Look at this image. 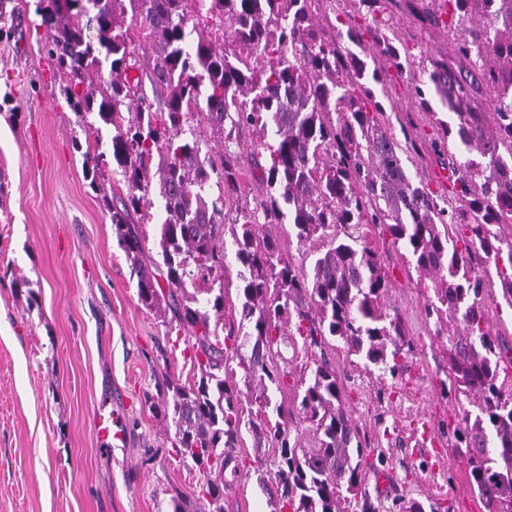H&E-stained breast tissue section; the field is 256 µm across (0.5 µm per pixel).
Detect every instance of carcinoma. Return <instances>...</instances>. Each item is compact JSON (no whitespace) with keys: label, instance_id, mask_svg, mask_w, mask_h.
I'll return each mask as SVG.
<instances>
[{"label":"carcinoma","instance_id":"cac0c4a2","mask_svg":"<svg viewBox=\"0 0 512 512\" xmlns=\"http://www.w3.org/2000/svg\"><path fill=\"white\" fill-rule=\"evenodd\" d=\"M44 50L60 92L79 118L85 178L101 195L112 230L138 269L142 305L159 306L167 286L173 321L190 333L199 377L182 385L162 373L150 407L175 428L169 455L202 473L208 512H224V473L241 475L232 451L242 429L267 430L269 388L284 378L266 360L282 324L295 323L309 347L340 341L382 374L412 351L398 318L383 306L388 283L375 253L337 227L378 224L417 272L432 278L425 306L446 336L449 391L473 406L448 427L468 463L486 512H512V379L487 325L485 274L495 272L512 308V0H446L474 23L453 33L466 73L431 60L424 104L438 98L437 156L448 162L452 195L437 198L409 175L406 149L382 126L383 103L360 77L385 86V67L347 51L342 32L320 18L322 0H40ZM483 93L491 111L470 107ZM112 128L108 151L95 146ZM252 129V177L263 187L251 206L238 197L239 171L226 130ZM453 142L454 150L444 152ZM126 192L106 188L105 172ZM160 208L161 260L142 266L140 228ZM231 224L242 270L243 336L220 338L224 291L200 298L188 287L224 276V225ZM267 224H287L300 242L327 241L307 272L286 257ZM233 350L247 381L259 380V411L245 417L224 379ZM299 403L314 444L303 447L275 425L270 461L274 512H378L363 491L362 439L342 408L336 371L321 362L300 378ZM172 512H203L174 487Z\"/></svg>","mask_w":512,"mask_h":512}]
</instances>
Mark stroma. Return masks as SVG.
Segmentation results:
<instances>
[{"instance_id":"stroma-1","label":"stroma","mask_w":512,"mask_h":512,"mask_svg":"<svg viewBox=\"0 0 512 512\" xmlns=\"http://www.w3.org/2000/svg\"><path fill=\"white\" fill-rule=\"evenodd\" d=\"M38 0H6L0 20V512H169L171 487L198 493L197 469L164 454L171 431L145 405L159 365L180 383L194 381L188 334L171 330L137 296V276L112 231L99 194L84 177L75 139L82 131L59 91V77L41 48ZM436 0H381L368 14L357 0H325L321 12L367 28L354 51L375 55L382 40L408 51L402 69L388 68L387 88L397 108L385 126L402 143H415L412 168L435 196L440 184L431 152L437 136L413 88L431 59L453 55L448 30L429 24ZM375 252L389 287L384 302L413 339L396 376H382L337 347L308 349L301 336L272 355L285 372L275 401L292 408V384L326 358L336 370L343 406L384 463L368 473L365 488L391 512L397 497L433 505L435 512H484L465 458L448 440V422L462 402L447 391L446 340L428 321L431 295L414 267L392 244L384 226L352 227ZM234 247H227L224 326L241 321L242 287ZM488 325L512 348V307L498 278L485 294ZM123 414V447H99L95 412ZM439 439L429 455L414 453L416 428ZM248 476L224 491V512H273L265 474L266 449L243 432L234 450Z\"/></svg>"}]
</instances>
